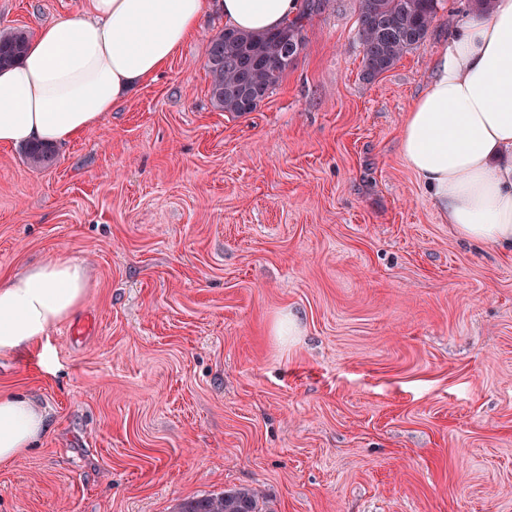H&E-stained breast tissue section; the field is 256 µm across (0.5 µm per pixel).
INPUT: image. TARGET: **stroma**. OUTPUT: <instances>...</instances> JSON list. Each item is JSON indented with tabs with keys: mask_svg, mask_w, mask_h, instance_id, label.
I'll use <instances>...</instances> for the list:
<instances>
[{
	"mask_svg": "<svg viewBox=\"0 0 512 512\" xmlns=\"http://www.w3.org/2000/svg\"><path fill=\"white\" fill-rule=\"evenodd\" d=\"M472 4L441 0L367 80L358 0H326L243 116L210 101L212 6L49 166L0 147V277L88 271L37 349L0 353V395L47 413L0 463V512H172L240 486L275 512H512V248L455 238L399 151ZM86 6L0 0V32Z\"/></svg>",
	"mask_w": 512,
	"mask_h": 512,
	"instance_id": "1",
	"label": "stroma"
}]
</instances>
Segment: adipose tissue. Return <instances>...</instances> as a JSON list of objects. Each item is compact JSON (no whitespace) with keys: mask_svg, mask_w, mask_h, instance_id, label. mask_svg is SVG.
<instances>
[{"mask_svg":"<svg viewBox=\"0 0 512 512\" xmlns=\"http://www.w3.org/2000/svg\"><path fill=\"white\" fill-rule=\"evenodd\" d=\"M208 0H88L82 15L39 28L0 68V145H59L96 128L129 89L156 77L195 33ZM225 24L285 26L299 0H219ZM400 153L455 236L512 247V0L457 24L428 89L406 112ZM82 263L50 259L0 279V352L23 353L79 306ZM44 412L0 396V462L21 459L46 431Z\"/></svg>","mask_w":512,"mask_h":512,"instance_id":"obj_1","label":"adipose tissue"}]
</instances>
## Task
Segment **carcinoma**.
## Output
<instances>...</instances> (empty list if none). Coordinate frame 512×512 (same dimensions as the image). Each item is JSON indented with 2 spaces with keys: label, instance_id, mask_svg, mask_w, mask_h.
Returning a JSON list of instances; mask_svg holds the SVG:
<instances>
[{
  "label": "carcinoma",
  "instance_id": "obj_1",
  "mask_svg": "<svg viewBox=\"0 0 512 512\" xmlns=\"http://www.w3.org/2000/svg\"><path fill=\"white\" fill-rule=\"evenodd\" d=\"M440 0H359L358 38L363 48V74L369 79L394 66L420 47L437 18ZM320 10V0H306L299 18L282 29L262 35L226 28L208 42L205 67L212 104L242 116L257 109L273 93L288 65L304 45L303 21ZM26 30L0 33V68L26 52ZM35 166L48 165L53 150L34 144L25 152ZM177 512H275L259 505L249 488L226 490L179 504Z\"/></svg>",
  "mask_w": 512,
  "mask_h": 512
}]
</instances>
